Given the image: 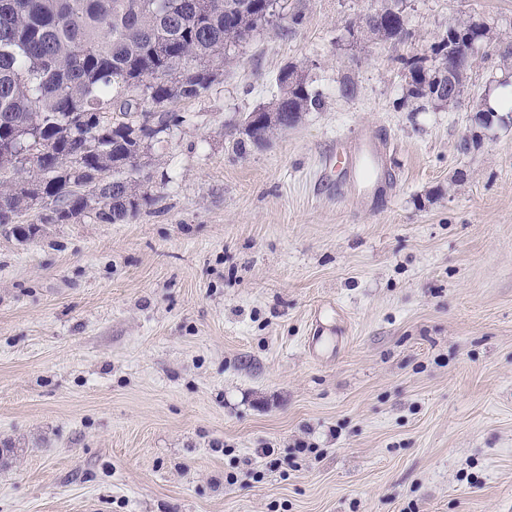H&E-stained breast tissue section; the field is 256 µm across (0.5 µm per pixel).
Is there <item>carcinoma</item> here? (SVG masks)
<instances>
[{
  "instance_id": "cac0c4a2",
  "label": "carcinoma",
  "mask_w": 512,
  "mask_h": 512,
  "mask_svg": "<svg viewBox=\"0 0 512 512\" xmlns=\"http://www.w3.org/2000/svg\"><path fill=\"white\" fill-rule=\"evenodd\" d=\"M280 0H0V228L23 243L38 224H73L93 213L100 224H127L153 198L142 190L140 160L182 123L171 106L199 97L220 76L231 47L270 24ZM359 21L364 36H409L396 0ZM481 44L485 25L462 20L433 47L434 69L404 59L408 97L437 105L441 76L453 68L464 88L472 64L457 61L459 42ZM279 94L237 130L233 149L269 144L322 95L288 66ZM36 176H25L27 167ZM32 211L36 222L20 217Z\"/></svg>"
}]
</instances>
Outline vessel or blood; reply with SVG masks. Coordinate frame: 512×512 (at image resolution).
I'll list each match as a JSON object with an SVG mask.
<instances>
[{
	"instance_id": "1",
	"label": "vessel or blood",
	"mask_w": 512,
	"mask_h": 512,
	"mask_svg": "<svg viewBox=\"0 0 512 512\" xmlns=\"http://www.w3.org/2000/svg\"><path fill=\"white\" fill-rule=\"evenodd\" d=\"M382 139L361 135L339 144L324 160L325 170L338 181L356 187L359 197L375 198L388 176Z\"/></svg>"
}]
</instances>
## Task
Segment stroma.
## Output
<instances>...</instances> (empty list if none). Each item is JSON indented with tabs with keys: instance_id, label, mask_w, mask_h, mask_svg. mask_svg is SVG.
<instances>
[{
	"instance_id": "1",
	"label": "stroma",
	"mask_w": 512,
	"mask_h": 512,
	"mask_svg": "<svg viewBox=\"0 0 512 512\" xmlns=\"http://www.w3.org/2000/svg\"><path fill=\"white\" fill-rule=\"evenodd\" d=\"M378 4L288 0L174 104L130 223L0 233V512H512V120L474 122L512 0H406L407 41L353 42ZM461 19L491 41L457 106L408 100ZM289 65L323 108L237 154ZM365 132L390 178L360 203L321 162Z\"/></svg>"
}]
</instances>
